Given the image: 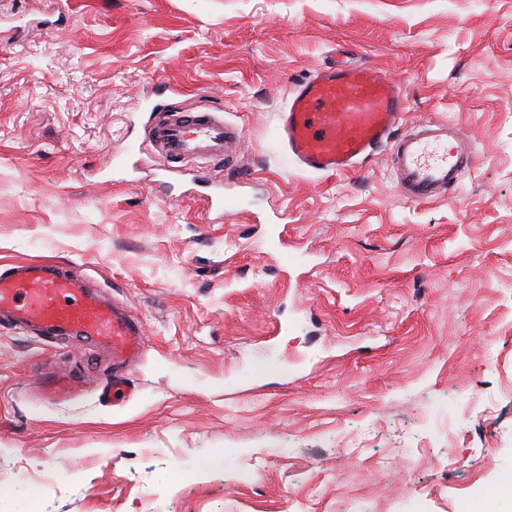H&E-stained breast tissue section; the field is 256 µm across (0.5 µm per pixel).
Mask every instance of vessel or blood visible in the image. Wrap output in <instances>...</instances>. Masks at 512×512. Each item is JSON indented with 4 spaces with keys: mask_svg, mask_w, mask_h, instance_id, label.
Segmentation results:
<instances>
[{
    "mask_svg": "<svg viewBox=\"0 0 512 512\" xmlns=\"http://www.w3.org/2000/svg\"><path fill=\"white\" fill-rule=\"evenodd\" d=\"M407 109L401 86L386 69L371 63L316 70L291 90L280 112L287 154L309 172L337 174L357 168L374 151L393 145L397 188L404 198L429 203L455 187L477 159L459 125L430 121L396 135ZM146 138L159 152V173L174 165L233 162L242 138L223 113L177 106L154 114ZM44 336H79L112 354V392L134 393L128 378L146 343L141 321L122 303L92 293L86 282L62 266L39 260L0 272V325ZM48 399L77 394L63 373L45 384Z\"/></svg>",
    "mask_w": 512,
    "mask_h": 512,
    "instance_id": "vessel-or-blood-1",
    "label": "vessel or blood"
}]
</instances>
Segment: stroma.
<instances>
[{"label":"stroma","mask_w":512,"mask_h":512,"mask_svg":"<svg viewBox=\"0 0 512 512\" xmlns=\"http://www.w3.org/2000/svg\"><path fill=\"white\" fill-rule=\"evenodd\" d=\"M339 62L397 79L399 132L461 126L455 189L408 201L385 148L330 176L286 156L290 87ZM163 83L240 127L232 209L125 153ZM27 259L148 346L115 405L104 352L0 327V499L69 465L47 512H179L194 465L192 512H471L512 474V0H0V271ZM53 372L77 398H45Z\"/></svg>","instance_id":"35a3bbf8"}]
</instances>
